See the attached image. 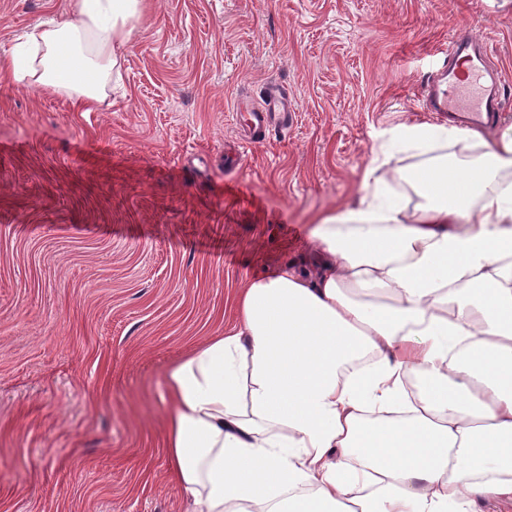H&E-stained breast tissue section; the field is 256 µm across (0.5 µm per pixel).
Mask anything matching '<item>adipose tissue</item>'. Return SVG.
Instances as JSON below:
<instances>
[{"instance_id":"obj_1","label":"adipose tissue","mask_w":512,"mask_h":512,"mask_svg":"<svg viewBox=\"0 0 512 512\" xmlns=\"http://www.w3.org/2000/svg\"><path fill=\"white\" fill-rule=\"evenodd\" d=\"M142 0H74L0 79L101 105ZM428 154L312 225L314 270L249 279L177 359L165 448L189 512H479L512 500V127L399 125ZM476 142L467 161L440 150ZM415 206L382 198L385 181Z\"/></svg>"}]
</instances>
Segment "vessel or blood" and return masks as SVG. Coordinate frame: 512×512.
<instances>
[{"label":"vessel or blood","mask_w":512,"mask_h":512,"mask_svg":"<svg viewBox=\"0 0 512 512\" xmlns=\"http://www.w3.org/2000/svg\"><path fill=\"white\" fill-rule=\"evenodd\" d=\"M481 44L480 38L469 34L449 39L448 62L438 77L448 90L423 96L421 102L427 110L454 113L465 125L489 124L500 119L505 105L504 87L489 67ZM264 97L265 106L240 99L235 109L249 112L252 127L260 131L291 121L294 105L284 88L267 85Z\"/></svg>","instance_id":"obj_1"}]
</instances>
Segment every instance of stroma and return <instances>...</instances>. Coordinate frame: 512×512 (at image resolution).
Instances as JSON below:
<instances>
[{"label":"stroma","instance_id":"35a3bbf8","mask_svg":"<svg viewBox=\"0 0 512 512\" xmlns=\"http://www.w3.org/2000/svg\"><path fill=\"white\" fill-rule=\"evenodd\" d=\"M108 103L0 83V512H184L166 374L244 280L316 258L463 22L512 92V0H144ZM72 0H0V53ZM294 119L248 143L238 95ZM239 178L237 193L224 182Z\"/></svg>","mask_w":512,"mask_h":512}]
</instances>
